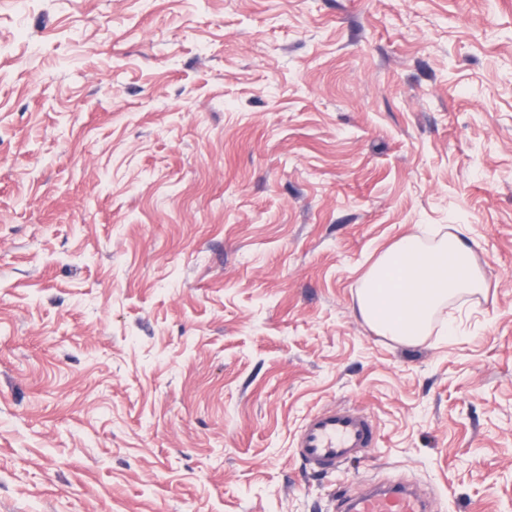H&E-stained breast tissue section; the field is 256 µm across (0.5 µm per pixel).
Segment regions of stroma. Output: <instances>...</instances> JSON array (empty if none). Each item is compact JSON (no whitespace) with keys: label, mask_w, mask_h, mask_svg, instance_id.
Returning <instances> with one entry per match:
<instances>
[{"label":"stroma","mask_w":512,"mask_h":512,"mask_svg":"<svg viewBox=\"0 0 512 512\" xmlns=\"http://www.w3.org/2000/svg\"><path fill=\"white\" fill-rule=\"evenodd\" d=\"M464 231L418 344L357 290ZM350 405L376 447L302 466ZM512 512V0H0V512ZM370 416L352 406L332 404L311 414L298 436V455L314 473L334 474L355 455L377 445ZM366 488L338 500L340 512H428L430 502L408 485L364 482Z\"/></svg>","instance_id":"stroma-1"}]
</instances>
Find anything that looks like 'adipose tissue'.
<instances>
[{
  "mask_svg": "<svg viewBox=\"0 0 512 512\" xmlns=\"http://www.w3.org/2000/svg\"><path fill=\"white\" fill-rule=\"evenodd\" d=\"M487 286L462 230L437 239L410 234L396 241L366 272L357 306L379 335L415 344L428 336L440 307Z\"/></svg>",
  "mask_w": 512,
  "mask_h": 512,
  "instance_id": "1",
  "label": "adipose tissue"
}]
</instances>
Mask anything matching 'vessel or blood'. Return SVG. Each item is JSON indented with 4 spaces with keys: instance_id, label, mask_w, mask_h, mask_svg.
Wrapping results in <instances>:
<instances>
[{
    "instance_id": "b4317fda",
    "label": "vessel or blood",
    "mask_w": 512,
    "mask_h": 512,
    "mask_svg": "<svg viewBox=\"0 0 512 512\" xmlns=\"http://www.w3.org/2000/svg\"><path fill=\"white\" fill-rule=\"evenodd\" d=\"M377 440L367 413L331 405L305 420L298 436V455L312 472L334 474L355 455L375 447ZM339 507L341 512H429L430 502L409 486L370 482L356 494L341 496Z\"/></svg>"
}]
</instances>
